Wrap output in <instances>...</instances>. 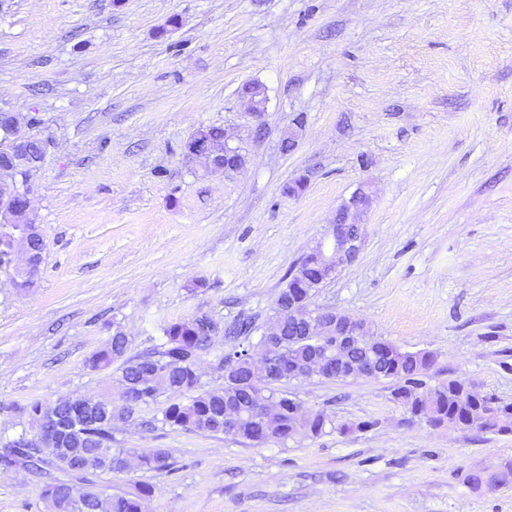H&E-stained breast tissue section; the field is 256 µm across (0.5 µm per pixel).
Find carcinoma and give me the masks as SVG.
<instances>
[{"label": "carcinoma", "mask_w": 512, "mask_h": 512, "mask_svg": "<svg viewBox=\"0 0 512 512\" xmlns=\"http://www.w3.org/2000/svg\"><path fill=\"white\" fill-rule=\"evenodd\" d=\"M19 118L9 112H0V163L10 158L6 151L12 148L6 133ZM203 139L211 143L213 163L224 159V128L202 127L190 140ZM47 141L28 135L21 149L33 159L42 161ZM31 228L26 252L39 256L44 249L36 219H20L12 211L0 212V254L12 246L10 237L18 225ZM325 279L316 267L303 258L290 271L287 283L278 293L272 314L263 322L251 317L239 318L219 326L207 314L171 323L162 329V343L142 352L131 353L129 338L120 330L113 332L106 345L91 359L94 369H106L118 364L115 385L120 411L110 416L97 412L99 401L59 399L51 405L35 401L24 412L31 422L38 421L48 409L67 414L76 405L90 415L76 432L65 436L58 452L47 462L34 440L11 442L0 461L8 466H20L31 473L42 485V496L49 512H143V502L149 495L147 488H134L116 493L99 489L97 479L104 474L139 469L155 472L172 471L169 456L164 451L139 455L125 448H114L112 422H132L140 418L151 401L168 392L181 393L184 400L171 403L162 410V423L200 433L238 435L256 445L270 441L281 443L297 437H315L322 434L333 421L322 411L307 414L302 405L288 396L278 385L306 375L308 360L316 353L331 367L327 379L342 381L349 378L353 364L371 365L385 373L393 382L391 394L414 417L432 426L454 425L472 415L477 422L470 428L479 432L512 436V402H505L488 394L474 392L463 381L450 379L435 386L429 384L428 370L433 362L423 352L402 351L380 336L366 329L363 337L355 338L345 347V361L337 359L336 337L313 336L304 321L287 314L294 301L310 306L311 299L323 287ZM223 332L228 348L217 356L216 368L223 372L224 385L207 388L202 383L197 363L212 346L213 338ZM259 335L256 345L249 344ZM273 343L277 364L281 371L271 374L267 366L257 365L253 350H266ZM237 415V424L226 428L224 413ZM101 454L98 469L84 470L82 460ZM466 482L478 490L481 485L512 486V461L503 469L487 475L472 471Z\"/></svg>", "instance_id": "cac0c4a2"}]
</instances>
